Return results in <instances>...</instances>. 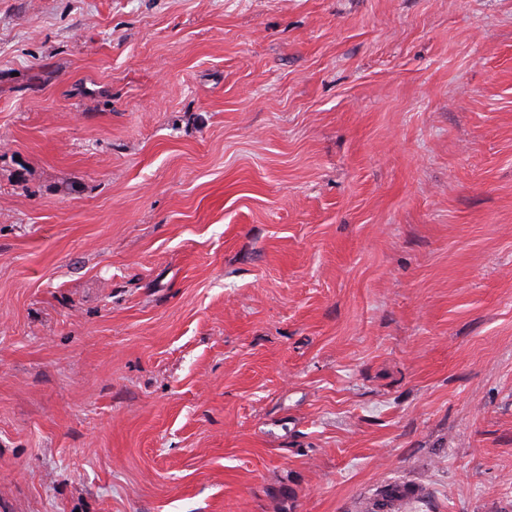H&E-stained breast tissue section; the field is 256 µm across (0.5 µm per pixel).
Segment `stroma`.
Segmentation results:
<instances>
[{
	"instance_id": "obj_1",
	"label": "stroma",
	"mask_w": 512,
	"mask_h": 512,
	"mask_svg": "<svg viewBox=\"0 0 512 512\" xmlns=\"http://www.w3.org/2000/svg\"><path fill=\"white\" fill-rule=\"evenodd\" d=\"M512 512V0H0V512ZM408 485L385 483L380 485L364 512H408L412 501L428 497L425 487L408 489Z\"/></svg>"
}]
</instances>
